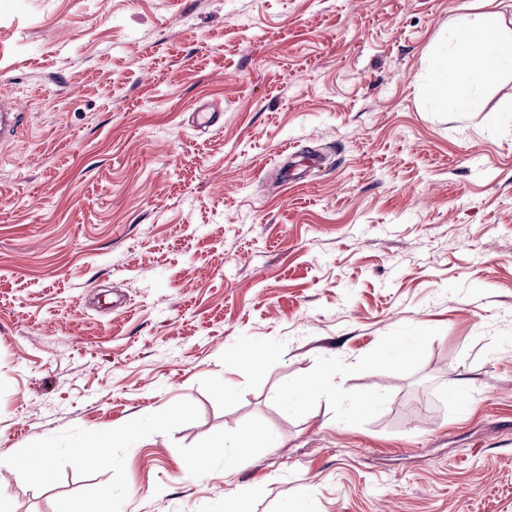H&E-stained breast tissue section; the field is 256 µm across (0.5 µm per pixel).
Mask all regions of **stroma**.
Segmentation results:
<instances>
[{
	"instance_id": "35a3bbf8",
	"label": "stroma",
	"mask_w": 512,
	"mask_h": 512,
	"mask_svg": "<svg viewBox=\"0 0 512 512\" xmlns=\"http://www.w3.org/2000/svg\"><path fill=\"white\" fill-rule=\"evenodd\" d=\"M482 2L0 0V512H512V69L421 90ZM286 146L324 162L282 190ZM18 103L16 101L0 96V141L8 142L14 140L18 130L22 114L17 112ZM255 442H258L262 447L273 448L277 444V439L269 432L246 429L239 434L235 446L229 448L251 447ZM223 447V444H213L202 448L191 468V475L199 477L205 473L208 470L212 457L216 455H221L224 458V473L234 472L239 466L240 455L236 450L228 451L223 449ZM53 453V448L49 447L31 449L19 466L21 474L35 482L48 478Z\"/></svg>"
}]
</instances>
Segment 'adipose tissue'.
Instances as JSON below:
<instances>
[{
  "label": "adipose tissue",
  "mask_w": 512,
  "mask_h": 512,
  "mask_svg": "<svg viewBox=\"0 0 512 512\" xmlns=\"http://www.w3.org/2000/svg\"><path fill=\"white\" fill-rule=\"evenodd\" d=\"M456 59V71L464 90L457 95L448 93L449 59ZM512 64V31L505 29L498 13L480 12L460 16L454 27L451 49L426 57V83L424 90L442 108L456 112H473L479 105L476 85L489 83L501 73L504 65ZM260 444L265 448L275 447L276 437L268 432L254 429L243 430L237 439L236 450L228 451L222 445L213 444L202 448L192 466V476L205 473L212 457L224 458L225 472H234L240 461L242 448Z\"/></svg>",
  "instance_id": "obj_1"
}]
</instances>
